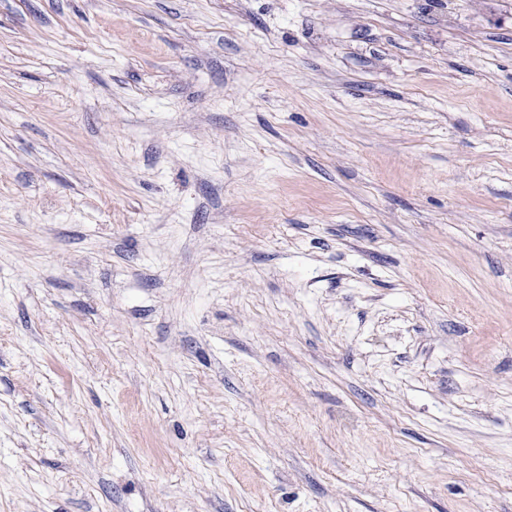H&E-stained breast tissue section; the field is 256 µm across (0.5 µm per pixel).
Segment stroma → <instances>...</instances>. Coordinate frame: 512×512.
Wrapping results in <instances>:
<instances>
[{
    "label": "stroma",
    "instance_id": "1",
    "mask_svg": "<svg viewBox=\"0 0 512 512\" xmlns=\"http://www.w3.org/2000/svg\"><path fill=\"white\" fill-rule=\"evenodd\" d=\"M0 512H512V0H0Z\"/></svg>",
    "mask_w": 512,
    "mask_h": 512
}]
</instances>
